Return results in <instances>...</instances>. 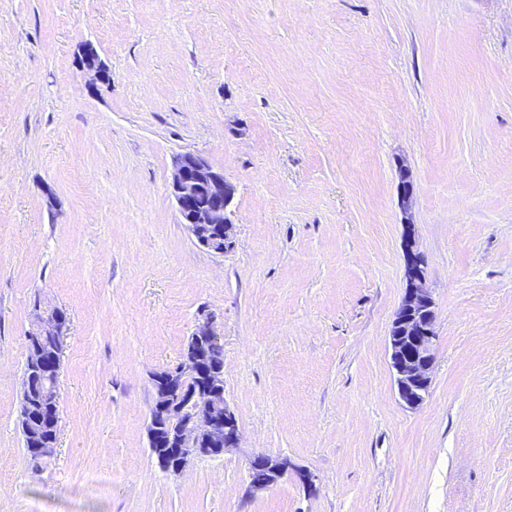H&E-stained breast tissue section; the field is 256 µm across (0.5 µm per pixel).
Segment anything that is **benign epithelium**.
I'll use <instances>...</instances> for the list:
<instances>
[{
    "mask_svg": "<svg viewBox=\"0 0 512 512\" xmlns=\"http://www.w3.org/2000/svg\"><path fill=\"white\" fill-rule=\"evenodd\" d=\"M83 66L103 81V66L93 47L83 55ZM180 223L186 225L197 243L218 254L234 245V224L227 207L235 188L224 173L213 168L203 157L184 153L177 157L170 182ZM404 250L407 285L395 314L387 340L390 368L399 400L408 408H417L427 399L435 360V302L426 288V273L414 253L412 227L405 225ZM64 331L61 314L53 309L37 315L31 339L53 337L61 340ZM218 343L213 317L201 314L186 346L182 361L154 377L155 406L162 412L151 418L149 443L167 450L159 459L163 469L179 473L196 455H222L239 447L240 435L235 413L224 400V368L213 367L205 381L196 387L186 379L202 371L206 348ZM41 407L52 413L59 408L55 387L39 394ZM260 466L267 472L261 482L248 479L252 493L269 489L290 477L304 486L313 485L314 476L293 464L286 456L265 453L252 455L248 470Z\"/></svg>",
    "mask_w": 512,
    "mask_h": 512,
    "instance_id": "benign-epithelium-1",
    "label": "benign epithelium"
}]
</instances>
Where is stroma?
I'll use <instances>...</instances> for the list:
<instances>
[{"mask_svg": "<svg viewBox=\"0 0 512 512\" xmlns=\"http://www.w3.org/2000/svg\"><path fill=\"white\" fill-rule=\"evenodd\" d=\"M185 152L236 188L224 253L179 222ZM408 222L436 304L416 409L387 354ZM37 301L68 319L38 472ZM205 310L240 445L170 475L151 377ZM261 452L314 488L247 494ZM0 506L512 512V0H0Z\"/></svg>", "mask_w": 512, "mask_h": 512, "instance_id": "obj_1", "label": "stroma"}]
</instances>
